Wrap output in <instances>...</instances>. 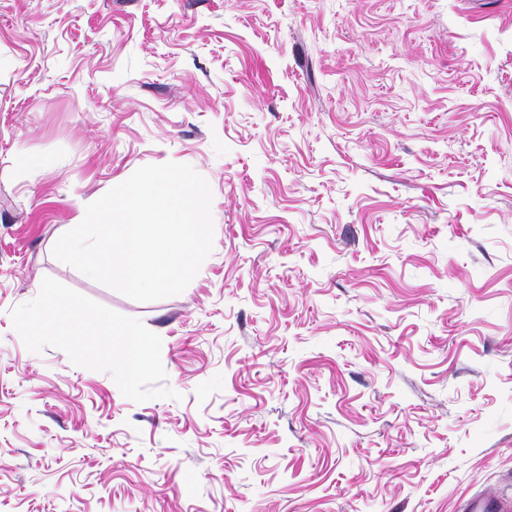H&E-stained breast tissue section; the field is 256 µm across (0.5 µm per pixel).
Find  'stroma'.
<instances>
[{
  "label": "stroma",
  "mask_w": 512,
  "mask_h": 512,
  "mask_svg": "<svg viewBox=\"0 0 512 512\" xmlns=\"http://www.w3.org/2000/svg\"><path fill=\"white\" fill-rule=\"evenodd\" d=\"M191 165L213 250L134 301L57 239ZM51 277L180 400L29 352ZM512 497V0H0V512H463Z\"/></svg>",
  "instance_id": "1"
}]
</instances>
